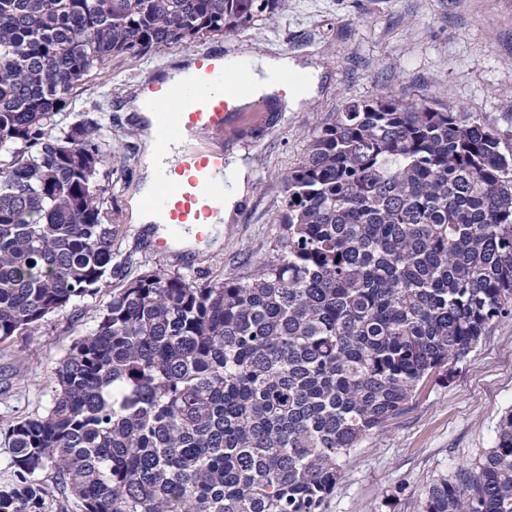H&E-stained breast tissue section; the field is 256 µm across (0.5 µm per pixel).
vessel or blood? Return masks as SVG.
I'll return each mask as SVG.
<instances>
[{
	"mask_svg": "<svg viewBox=\"0 0 512 512\" xmlns=\"http://www.w3.org/2000/svg\"><path fill=\"white\" fill-rule=\"evenodd\" d=\"M192 66L194 79L184 88L172 89L154 78L143 90L145 105L155 117L159 152L196 133L229 134L244 118L238 103L248 92L247 63H240L229 77L220 52L194 56ZM226 184L223 153L190 152L160 172L143 204L161 215L171 235L194 226L203 236L220 214Z\"/></svg>",
	"mask_w": 512,
	"mask_h": 512,
	"instance_id": "1",
	"label": "vessel or blood"
}]
</instances>
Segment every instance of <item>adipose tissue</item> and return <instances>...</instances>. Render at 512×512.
I'll return each mask as SVG.
<instances>
[{
	"mask_svg": "<svg viewBox=\"0 0 512 512\" xmlns=\"http://www.w3.org/2000/svg\"><path fill=\"white\" fill-rule=\"evenodd\" d=\"M299 71L301 70L296 61L285 55L251 59L250 99L263 97L278 102L284 111L297 110L304 101L315 95L320 81L318 71L311 70L305 72L306 80L300 88L288 89L284 82L285 76ZM131 107L134 111L141 113L147 124V130L143 136L144 179L131 201V219L136 224H156L160 221L159 216L145 208L142 199L150 192L154 180L160 169L164 167L166 160L176 159L181 155L182 149L177 146L169 152L168 156L159 155L152 130L153 113L145 111L143 101L139 98L132 101Z\"/></svg>",
	"mask_w": 512,
	"mask_h": 512,
	"instance_id": "adipose-tissue-1",
	"label": "adipose tissue"
}]
</instances>
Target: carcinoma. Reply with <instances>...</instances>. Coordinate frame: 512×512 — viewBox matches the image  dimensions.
Wrapping results in <instances>:
<instances>
[{"label": "carcinoma", "mask_w": 512, "mask_h": 512, "mask_svg": "<svg viewBox=\"0 0 512 512\" xmlns=\"http://www.w3.org/2000/svg\"><path fill=\"white\" fill-rule=\"evenodd\" d=\"M288 0H0V343L111 285L112 124L57 127L114 56L228 36ZM271 257L112 292L7 424L0 512H324L342 459L512 318V128L390 93L351 100L284 178ZM421 512H512V411L479 472Z\"/></svg>", "instance_id": "1"}]
</instances>
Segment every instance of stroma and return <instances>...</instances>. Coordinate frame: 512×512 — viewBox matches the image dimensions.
<instances>
[{
  "mask_svg": "<svg viewBox=\"0 0 512 512\" xmlns=\"http://www.w3.org/2000/svg\"><path fill=\"white\" fill-rule=\"evenodd\" d=\"M285 53L320 70L315 96L297 112L259 99L260 118L207 146L241 156L251 187L216 235L190 249H153L152 224L131 221L130 200L143 178L140 122L124 98L152 76L162 77L192 55L243 49ZM389 92L406 102L430 101L477 113L498 128L512 126V0H288L272 23L231 36L209 34L186 47L145 57H117L93 72L72 108L99 103L112 121V197L107 206L119 233L112 242L113 286L149 270L198 280L242 273L266 257L283 207V180L307 155L320 131L346 102ZM109 292L77 300L36 330L0 345V423L41 413L53 374L71 345L96 324ZM512 410V319L497 323L446 378L429 375L410 409L345 457L326 512H421L426 489L460 469L477 472L500 420Z\"/></svg>",
  "mask_w": 512,
  "mask_h": 512,
  "instance_id": "stroma-1",
  "label": "stroma"
}]
</instances>
